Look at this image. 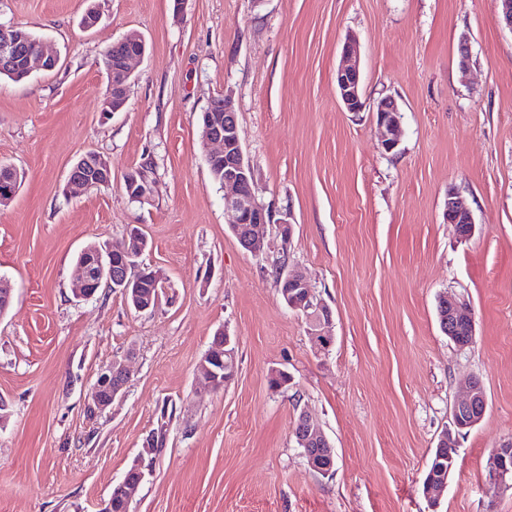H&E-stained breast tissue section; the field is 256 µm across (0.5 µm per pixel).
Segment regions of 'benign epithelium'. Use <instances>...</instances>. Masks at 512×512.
Wrapping results in <instances>:
<instances>
[{"instance_id":"1","label":"benign epithelium","mask_w":512,"mask_h":512,"mask_svg":"<svg viewBox=\"0 0 512 512\" xmlns=\"http://www.w3.org/2000/svg\"><path fill=\"white\" fill-rule=\"evenodd\" d=\"M130 45L129 51L119 60L115 68H107L108 94L104 99L103 111L117 112L127 101V90L133 76L132 63L146 53V42L137 33H130L122 38ZM26 37L13 25L0 23V72L15 73L18 63L31 72L36 65L49 69L57 64V58L48 53L44 44H39L32 51L22 50ZM356 38H348L342 48L346 64L336 74L337 92L340 102L349 112H358L363 106L360 70ZM376 123L382 133L381 147L391 152L400 143L402 113L396 100L386 97L379 101L376 108ZM202 141L204 144H216L218 149L207 154L209 159L224 160V210L232 215L231 230L238 232V225H248L246 236L240 239L247 251L257 253L264 248L261 230L271 223V212L259 204L252 189V171L241 144L237 114L232 94L226 92L214 99L208 109ZM112 181V167L108 161L98 156L95 162L86 157L79 159L71 169L67 181L69 192L88 191ZM125 189L129 197L144 203L153 194V182L148 170L143 168L127 172ZM447 221L455 227L467 225V232L458 233L462 241L471 238L474 232L473 217L464 201L454 191H448ZM145 252L143 237L132 232L119 247L106 244H90L80 251L81 260L74 267L77 282V296L88 299L95 295L96 288L112 287V284L124 286V294L129 305L137 312H144L157 306L158 301L151 295L139 291L137 281L121 273L117 259L139 257ZM286 282L291 286L283 294L284 304L291 310L303 313L309 324V335L317 351L327 350L333 337L323 331L331 323L330 309L314 294L307 276L297 267L288 269ZM440 329L460 348L474 343L476 324L470 305L456 297L443 295L439 298ZM231 337L224 336V354H208L198 366V376L205 385L216 390L229 384L236 374V348ZM128 382L125 362L114 361L99 373L94 385L90 408L96 412L106 410L121 395ZM487 407L486 393L481 380L472 378L468 381L452 409L453 428L446 430L440 437L441 447H457V438L462 430L476 426L483 418ZM292 435L297 446L302 449V456L309 469L321 475L334 472L335 453L327 436L315 427L306 412L298 415ZM145 464L138 460L132 465L134 478L123 481L126 502L133 500L134 494L145 477ZM488 478L493 484L508 488L512 485V440L504 442L491 452L488 465ZM449 473L435 459L425 480L424 496L435 505L441 493L448 486Z\"/></svg>"}]
</instances>
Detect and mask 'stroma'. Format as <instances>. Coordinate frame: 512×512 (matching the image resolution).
Returning <instances> with one entry per match:
<instances>
[{"label":"stroma","mask_w":512,"mask_h":512,"mask_svg":"<svg viewBox=\"0 0 512 512\" xmlns=\"http://www.w3.org/2000/svg\"><path fill=\"white\" fill-rule=\"evenodd\" d=\"M499 13L498 0H0V22L58 55L53 70L0 77V163L23 174L0 206L13 288L0 315V512H102L160 429L131 512H512V489L486 478L492 448L512 439V29ZM131 32L147 50L124 108L106 113L103 53ZM351 35L358 113L336 90ZM227 90L255 198L275 212L266 237L289 220L288 263L332 310L328 352L283 303L276 252L231 233L199 127ZM388 96L402 111L390 153L374 112ZM89 151L110 161L111 183L66 193ZM140 166L155 183L144 203L123 185ZM452 190L476 226L465 242L446 220ZM134 227L166 278L157 308L134 312L107 288L76 298L81 249ZM446 293L474 311L470 347L439 328ZM220 329L238 372L212 392L196 367ZM116 360L124 393L89 414ZM279 370L288 387H271ZM472 377L487 409L460 433L433 507L424 473ZM303 411L335 449L333 475L309 470L294 441Z\"/></svg>","instance_id":"1"}]
</instances>
